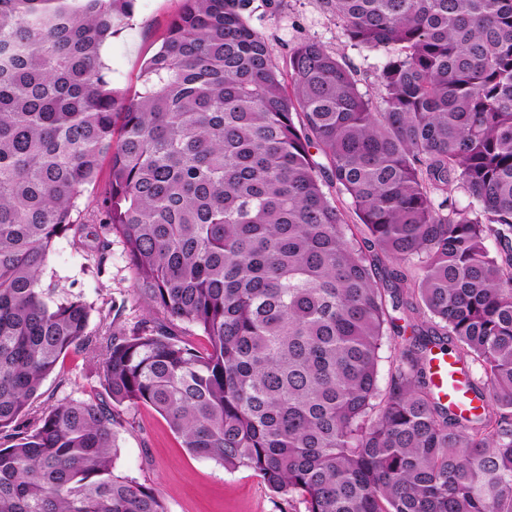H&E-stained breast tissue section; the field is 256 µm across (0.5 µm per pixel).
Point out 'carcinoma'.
I'll return each instance as SVG.
<instances>
[{
  "label": "carcinoma",
  "mask_w": 512,
  "mask_h": 512,
  "mask_svg": "<svg viewBox=\"0 0 512 512\" xmlns=\"http://www.w3.org/2000/svg\"><path fill=\"white\" fill-rule=\"evenodd\" d=\"M135 2L0 0V512H169L116 470L141 406L306 512H512V0H321L385 53L377 101L314 40L276 61L251 0H182L121 94L103 50ZM106 159L149 317L94 334L42 276ZM69 352L89 390L34 409ZM431 366L440 397L447 402L449 406L455 407L461 405L465 399V393L462 387L458 383H452L451 387H448V377L453 378L455 375L454 357L449 353H437L432 357Z\"/></svg>",
  "instance_id": "1"
}]
</instances>
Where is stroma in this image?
Returning a JSON list of instances; mask_svg holds the SVG:
<instances>
[{
  "label": "stroma",
  "instance_id": "obj_1",
  "mask_svg": "<svg viewBox=\"0 0 512 512\" xmlns=\"http://www.w3.org/2000/svg\"><path fill=\"white\" fill-rule=\"evenodd\" d=\"M179 8L180 0H136L130 27L104 48L114 88L127 93L138 88L144 58L159 46ZM250 10L251 25L269 38L275 55H283L302 40H316L357 71L361 91L376 95L375 73L385 61L383 53L352 45L319 0H251ZM104 188V183H97L80 200L81 220L87 226L84 236L78 242L58 240L43 274L52 286L53 299L80 296L93 304L90 328L94 331L111 322L116 303L125 306L126 324L146 314L132 295L133 274L120 243H113L104 272L95 270L93 248L101 231L96 199ZM82 367L80 354L61 358L43 383L37 408L47 411L63 399L80 397L86 386ZM129 417L133 427L120 433L116 469L160 492L169 512H278L275 496L253 471L230 472L191 456L166 420L150 407H140Z\"/></svg>",
  "mask_w": 512,
  "mask_h": 512
}]
</instances>
